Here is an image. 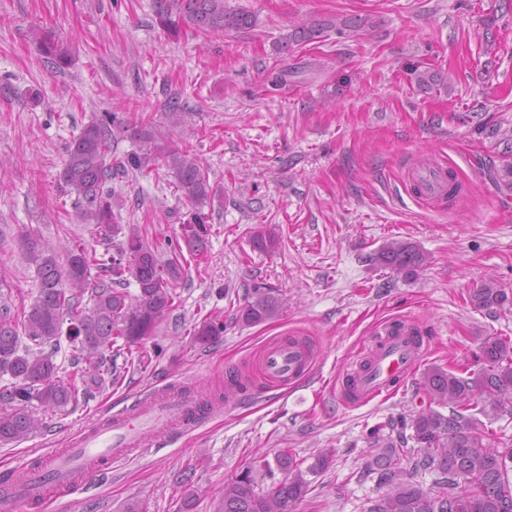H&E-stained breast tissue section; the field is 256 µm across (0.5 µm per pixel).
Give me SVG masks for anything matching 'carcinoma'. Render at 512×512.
I'll return each mask as SVG.
<instances>
[{"instance_id": "carcinoma-1", "label": "carcinoma", "mask_w": 512, "mask_h": 512, "mask_svg": "<svg viewBox=\"0 0 512 512\" xmlns=\"http://www.w3.org/2000/svg\"><path fill=\"white\" fill-rule=\"evenodd\" d=\"M159 24L173 37L183 26L200 31H239L255 25L251 14L228 9L224 0H155ZM323 29L318 24L297 23L281 44V49L308 42ZM37 43L47 62L57 68L69 64L70 49L44 33ZM420 87L431 89L446 82L440 73L414 70ZM485 134L501 137L506 143L498 162H490L498 182L512 189V135L499 128ZM139 150L126 158L129 167L144 175L163 160L173 171L182 196L195 206L194 223L188 225L183 243L173 247L174 257L163 261L146 242L135 224L116 221L112 189V129L104 120L84 125L66 147L60 180L77 195L79 218L93 226L102 240H109L115 253L107 260L75 245L66 250V264L58 252L43 242L35 229L21 231L15 240L20 255L35 268L37 296L29 305L14 310L0 304V374L10 375L12 386L3 389L0 401V444L18 441L36 428L34 417L23 404L35 399L48 408L64 409L79 399L93 395L74 382L59 379L55 353L62 349V336L80 340L85 354L82 374L97 385L117 379V367L106 352L117 340H124L128 353L153 335L158 323L174 307L175 287L185 269L184 253L191 258L203 255L206 237L203 207L211 198L209 175L200 160L189 151L156 143L149 129L136 131ZM445 200L452 204L467 193L466 186L447 171ZM374 262L407 277L418 275L423 257L406 241L383 245ZM99 275L91 279V269ZM132 276L139 293L130 294L122 285ZM471 303L482 309H502L512 303L505 289L489 281L470 295ZM276 314L270 289L253 285L241 317L250 324L264 322ZM68 332H63L64 323ZM214 321H203L194 336L206 345L223 333ZM31 344H26L23 339ZM481 367L469 376L441 366L428 368L419 390L428 401L370 431V444L379 482L384 489L370 512H512V441L497 437L482 418L512 415V338L482 336L479 343ZM448 413H442L443 409ZM412 433H407V430ZM331 449L319 452L314 462L304 465L288 450L274 461L258 459L224 483L216 512H288L310 490V477L333 465ZM266 490H257L258 479L273 476ZM433 476L430 486L414 481L418 474Z\"/></svg>"}]
</instances>
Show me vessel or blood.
Instances as JSON below:
<instances>
[{
  "instance_id": "obj_1",
  "label": "vessel or blood",
  "mask_w": 512,
  "mask_h": 512,
  "mask_svg": "<svg viewBox=\"0 0 512 512\" xmlns=\"http://www.w3.org/2000/svg\"><path fill=\"white\" fill-rule=\"evenodd\" d=\"M411 177L421 189V199L442 194V167L421 166L413 170ZM422 350L409 323H382L368 356V368L356 364L345 374V399L358 405L389 395L412 375ZM314 364L312 351L294 336H281L270 342L261 359L265 376L283 383L298 381L312 371ZM221 412L220 406H206L202 396L195 393L178 389L152 393L137 411L105 418L100 425L71 438L67 447L44 454L39 465L12 467L0 486V500L38 507L54 500L55 489L75 494L83 484L101 477L105 465L147 447L149 441H165L173 430L194 423L203 415Z\"/></svg>"
}]
</instances>
